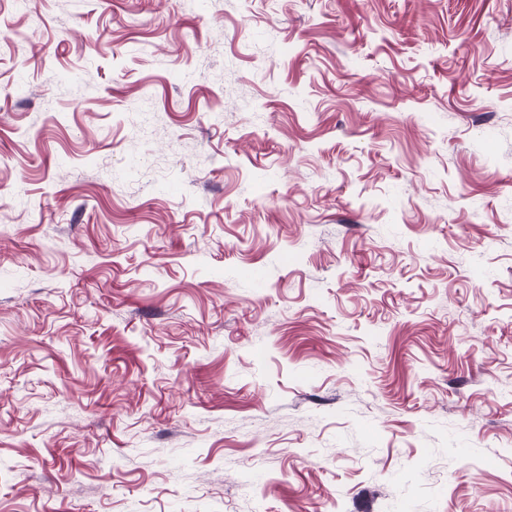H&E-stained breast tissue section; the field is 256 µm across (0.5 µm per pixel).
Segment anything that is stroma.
Listing matches in <instances>:
<instances>
[{
	"instance_id": "1",
	"label": "stroma",
	"mask_w": 512,
	"mask_h": 512,
	"mask_svg": "<svg viewBox=\"0 0 512 512\" xmlns=\"http://www.w3.org/2000/svg\"><path fill=\"white\" fill-rule=\"evenodd\" d=\"M0 512H512V0H0Z\"/></svg>"
}]
</instances>
